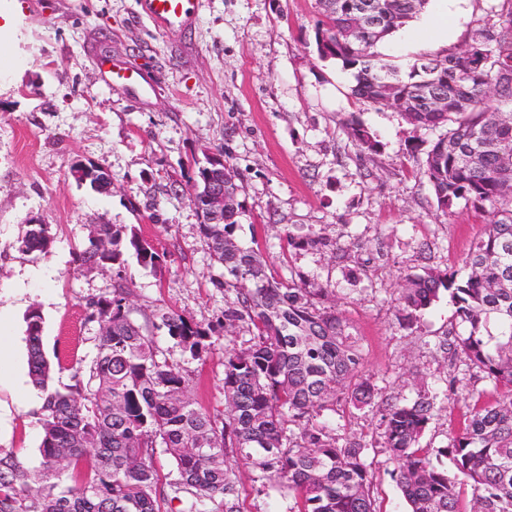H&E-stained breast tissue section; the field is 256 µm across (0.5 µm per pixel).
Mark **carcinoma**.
<instances>
[{
  "label": "carcinoma",
  "instance_id": "cac0c4a2",
  "mask_svg": "<svg viewBox=\"0 0 512 512\" xmlns=\"http://www.w3.org/2000/svg\"><path fill=\"white\" fill-rule=\"evenodd\" d=\"M428 0H318V57L351 73V95L398 108L417 130H442L426 153L422 174L438 205L463 200L492 218L460 270L425 269L408 274L398 314L409 329L448 291L453 313L439 348L508 395L476 407L448 445L430 449L420 440L440 410V392L423 385L410 401L375 404L377 384L362 374L358 339L334 306L319 301L328 289L294 273L278 280L266 260L235 237L243 201L227 182L232 207L224 223L201 224L200 233L222 267L224 335L243 329L242 350L224 356V416L191 398L186 364L207 353L213 329L158 309L140 323L128 291L90 303V318L105 321L90 364L71 368L69 382L54 383L55 370L42 345L43 317L26 318L29 377L40 393V460L24 465L0 448V512H168L157 467L163 455L177 475L169 486L186 494L182 512H238L228 455L259 472L262 489L295 493L297 512H377L370 495L375 445L339 433L330 418L345 402L356 410L377 405L380 447L409 512H512V0H498L496 20L470 32L459 52L413 57L406 70L375 51L416 18ZM379 18L378 34L364 26L358 38L343 32ZM441 97L445 111L431 112ZM359 147L373 151L374 133L354 118L344 124ZM112 242L104 257L88 239L76 253L80 267L108 259L121 275L120 244L126 228L96 225ZM47 224H30L24 252H47ZM129 244L139 263L154 268L160 256L135 232ZM163 331L179 347L174 358L159 349ZM448 459L451 468L441 464ZM472 498H462L465 486Z\"/></svg>",
  "mask_w": 512,
  "mask_h": 512
}]
</instances>
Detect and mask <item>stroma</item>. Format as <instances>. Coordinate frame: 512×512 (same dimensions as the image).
I'll list each match as a JSON object with an SVG mask.
<instances>
[{
  "label": "stroma",
  "mask_w": 512,
  "mask_h": 512,
  "mask_svg": "<svg viewBox=\"0 0 512 512\" xmlns=\"http://www.w3.org/2000/svg\"><path fill=\"white\" fill-rule=\"evenodd\" d=\"M316 0H201L192 25L163 32L139 0H0V41L15 67L0 70V336L15 344L0 381V448L37 464L39 394L28 375L25 317L39 308L42 341L62 367L87 365L99 325L92 300L130 291L133 317L162 308L201 325L224 317V291L189 194L200 166L223 153L240 175L246 213L236 236L266 258L275 278L298 272L328 288L363 349L362 371L381 398L413 397L416 385L457 377L458 393L420 444L446 446L475 405L505 395L435 348L452 306L440 297L414 330L397 320L405 275L457 268L488 213L457 202L443 213L421 169L437 131L414 130L396 109L350 97L351 76L315 51ZM144 72L145 96L109 87L100 59ZM373 132L378 151L357 146L348 118ZM106 169L114 187L79 183L74 162ZM49 224L48 252L20 250L30 218ZM132 227L161 256L122 275L77 266L90 225ZM317 234L326 248L288 247L286 234ZM248 333L216 332L190 362L191 396L223 414L224 354ZM370 492L378 512H407L384 454ZM240 512H289L294 498L259 491L258 473L230 460Z\"/></svg>",
  "instance_id": "35a3bbf8"
}]
</instances>
